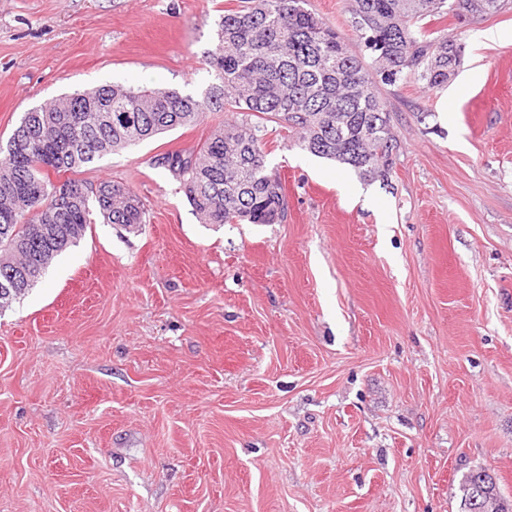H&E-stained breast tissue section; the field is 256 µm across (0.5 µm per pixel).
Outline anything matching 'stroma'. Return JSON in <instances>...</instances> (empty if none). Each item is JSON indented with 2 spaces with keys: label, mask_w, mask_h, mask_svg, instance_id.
Here are the masks:
<instances>
[{
  "label": "stroma",
  "mask_w": 512,
  "mask_h": 512,
  "mask_svg": "<svg viewBox=\"0 0 512 512\" xmlns=\"http://www.w3.org/2000/svg\"><path fill=\"white\" fill-rule=\"evenodd\" d=\"M239 5L0 0V142L87 89L204 95ZM429 26L461 65L379 85L387 179L268 133L282 223H201L158 165L226 112L79 172L145 222L96 219L0 310V512H461L476 468L512 499V8ZM94 202L100 216L110 224H121L132 232H138L144 224L143 204L128 186L114 181L99 183Z\"/></svg>",
  "instance_id": "35a3bbf8"
}]
</instances>
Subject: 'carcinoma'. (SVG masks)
Listing matches in <instances>:
<instances>
[{
    "mask_svg": "<svg viewBox=\"0 0 512 512\" xmlns=\"http://www.w3.org/2000/svg\"><path fill=\"white\" fill-rule=\"evenodd\" d=\"M306 0H250L224 11L208 53L216 84L202 97L176 90L107 85L26 112L0 145V309L44 276L52 259L76 245L93 211L137 232L143 204L122 183L102 181L94 196L69 178L105 154L139 145L206 113L235 119L213 129L201 147L160 155L176 174L204 224H280L287 216L282 184L266 165L268 124L288 130L310 154L385 179L397 147L390 114L372 90L371 73L387 84L414 79L442 86L461 61L458 44L434 35L426 19L466 15L471 0H350L361 50L356 52ZM461 485V512H475L473 484ZM484 512H512L497 480L487 484Z\"/></svg>",
    "mask_w": 512,
    "mask_h": 512,
    "instance_id": "carcinoma-1",
    "label": "carcinoma"
}]
</instances>
